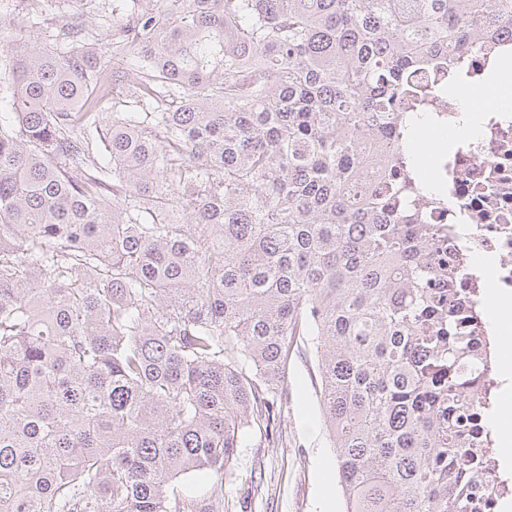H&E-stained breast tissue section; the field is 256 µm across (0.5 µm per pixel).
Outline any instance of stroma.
<instances>
[{
  "mask_svg": "<svg viewBox=\"0 0 512 512\" xmlns=\"http://www.w3.org/2000/svg\"><path fill=\"white\" fill-rule=\"evenodd\" d=\"M116 0H38L37 25L21 31L29 43L45 45L63 16L80 12L88 43L101 57L111 47L107 28ZM280 417L271 437L251 434L237 462L239 483L255 486L233 512H341L336 488L327 484L335 457L320 425L315 350L308 337L293 343L286 380L278 393Z\"/></svg>",
  "mask_w": 512,
  "mask_h": 512,
  "instance_id": "stroma-1",
  "label": "stroma"
}]
</instances>
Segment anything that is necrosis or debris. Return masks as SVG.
Here are the masks:
<instances>
[{
	"label": "necrosis or debris",
	"instance_id": "4bbe7bcc",
	"mask_svg": "<svg viewBox=\"0 0 512 512\" xmlns=\"http://www.w3.org/2000/svg\"><path fill=\"white\" fill-rule=\"evenodd\" d=\"M426 172L443 188L451 204L430 210L425 221L437 233L454 232L467 266L458 283L469 302V316L481 324L488 370L481 378L477 408L487 411L501 401L507 380L492 337L486 299L496 286L501 300L512 303V107L489 106L477 130L454 154L435 151ZM488 480L472 484L478 512H501L512 499V476L493 462Z\"/></svg>",
	"mask_w": 512,
	"mask_h": 512
}]
</instances>
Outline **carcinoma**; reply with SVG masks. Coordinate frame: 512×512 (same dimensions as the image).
I'll return each mask as SVG.
<instances>
[{"instance_id":"1","label":"carcinoma","mask_w":512,"mask_h":512,"mask_svg":"<svg viewBox=\"0 0 512 512\" xmlns=\"http://www.w3.org/2000/svg\"><path fill=\"white\" fill-rule=\"evenodd\" d=\"M78 19L3 40L0 512H232L299 336L343 512H471L485 354L405 142L512 0H125L106 62Z\"/></svg>"}]
</instances>
